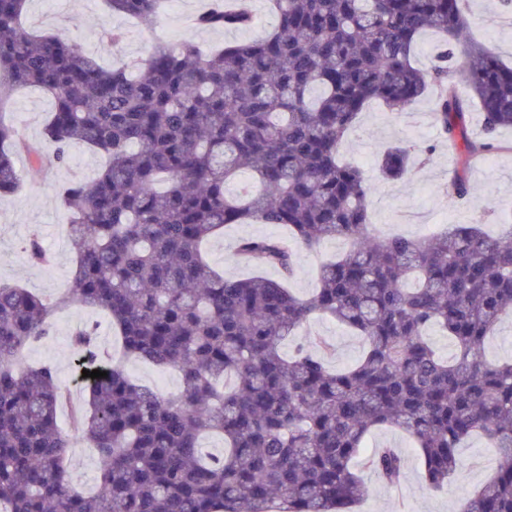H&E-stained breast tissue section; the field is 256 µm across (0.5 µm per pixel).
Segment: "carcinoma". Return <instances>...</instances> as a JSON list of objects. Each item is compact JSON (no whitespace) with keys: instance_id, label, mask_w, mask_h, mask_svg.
<instances>
[{"instance_id":"obj_1","label":"carcinoma","mask_w":512,"mask_h":512,"mask_svg":"<svg viewBox=\"0 0 512 512\" xmlns=\"http://www.w3.org/2000/svg\"><path fill=\"white\" fill-rule=\"evenodd\" d=\"M27 0H0V197L22 186L14 153L50 170L69 150L106 158L90 181L68 185L73 287L54 303L0 282V512H353L369 493L355 472L367 434L399 428L415 440L426 480L458 470L461 442L482 435L496 448L494 474L456 512H512V361L493 364L486 342L512 314V231L485 234L450 224L437 235L386 237L373 228L375 191L339 156L359 113L438 90L436 124L463 173L496 150L512 127V67L463 40V0H270L275 23L262 39L216 51L192 40L150 45L126 68H106L75 41L32 35L20 25ZM165 0H106L115 14L162 23ZM210 0L195 19L205 30L247 29L249 0ZM426 30L444 49L427 72L413 52ZM464 82L483 113V136L463 126ZM55 99L44 136L55 152L16 140L3 108L14 88ZM414 146L381 156L387 180L406 173ZM248 180L232 193L231 183ZM284 224L294 240L248 237L239 260L291 275L295 245L345 239L351 248L321 265L318 288L301 298L262 276L229 279L205 259V240L231 224ZM30 262L52 257L32 233ZM99 308L122 338L125 358L176 367L182 388L161 397L133 382L101 348L97 328L71 335L85 403L73 414L79 438L102 458L97 489L67 470L73 438L58 423L68 393L49 366L22 353L51 335L52 309ZM314 315L365 342L350 368L332 370L328 344L310 339L292 355L282 342ZM454 345L438 355L427 330ZM107 376L82 377L83 370ZM224 439V454L202 437ZM365 465L400 480L403 464L383 448Z\"/></svg>"}]
</instances>
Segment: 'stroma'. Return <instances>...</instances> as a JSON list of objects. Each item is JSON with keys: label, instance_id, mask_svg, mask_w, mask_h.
<instances>
[{"label": "stroma", "instance_id": "stroma-1", "mask_svg": "<svg viewBox=\"0 0 512 512\" xmlns=\"http://www.w3.org/2000/svg\"><path fill=\"white\" fill-rule=\"evenodd\" d=\"M208 0H170L161 29L167 38H191L200 47L210 49L225 43L264 37L274 23L268 0H251L255 23L246 30L206 31L189 22L201 12ZM466 13L471 19L468 35L512 65V15L502 12L498 0H467ZM27 30L53 33L77 41L105 67L129 62L144 55L150 27L139 20L111 13L103 0H29L23 18ZM120 30L124 39L113 45L109 31ZM54 107V100L33 87L16 90L7 106L10 119L21 139L52 152V144L43 135L44 125ZM435 95L423 96L416 104L395 112L378 102L361 112L354 127L347 132L340 152L358 162L366 178L376 185L371 197L372 224L389 235L424 237L451 224H479L492 235L500 234L504 220L512 218V127L499 129L495 140L500 148L472 165L467 173L470 194L456 198L450 191L456 162L448 153L440 129L433 121ZM405 142L432 147L426 163L412 161L404 179L384 180L378 167L383 151L392 143ZM99 154L75 149L69 162L53 172L31 164L20 156L18 166L24 185L20 192L0 198V281L30 288L45 299H52L57 288L71 278L74 254L68 241L70 217L61 205L57 191L61 185L86 181L99 171ZM39 233L44 249L53 256L50 268L31 265L24 245L31 233ZM286 227L273 224H237L225 227L203 246L209 264L225 277L249 275L236 254L240 239L251 236L287 237ZM349 242L330 240L320 249L298 250L290 278L280 271L266 269L265 277L286 279L288 288L298 296H309L318 285L317 269L323 259L341 255ZM51 336L34 343L26 359L34 366H51L60 385L66 388L75 404H83L73 368L70 334L75 327L93 323L101 342L110 350L118 343L108 316L99 310L73 307L53 311ZM321 337L332 346L328 358L331 367L344 369L355 364L363 354L360 336L334 320L315 316L281 345L291 352L296 342ZM382 448L396 449L404 466L398 483L389 485L375 472L362 469L361 475L370 488L369 495L356 504L354 512H456L458 504L472 496L495 471L498 456L485 439L473 437L463 442L457 475L440 487L429 485L412 439L403 431L380 427L366 437L364 453L372 455Z\"/></svg>", "mask_w": 512, "mask_h": 512}]
</instances>
